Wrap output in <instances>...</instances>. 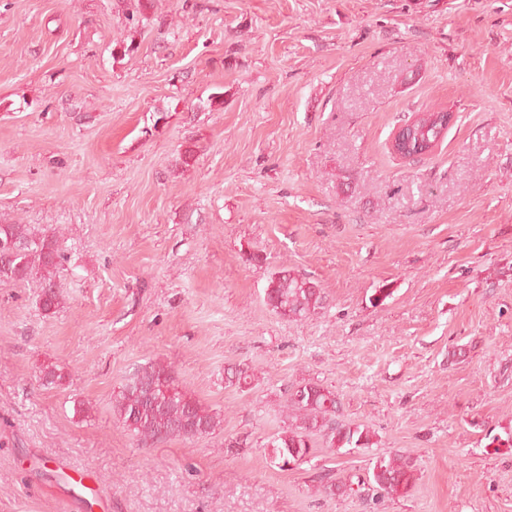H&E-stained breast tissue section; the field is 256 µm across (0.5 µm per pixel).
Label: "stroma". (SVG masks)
<instances>
[{"label":"stroma","mask_w":512,"mask_h":512,"mask_svg":"<svg viewBox=\"0 0 512 512\" xmlns=\"http://www.w3.org/2000/svg\"><path fill=\"white\" fill-rule=\"evenodd\" d=\"M429 110L443 141L397 159ZM1 221L69 261L56 312L0 287V512H512V0H0ZM283 269L305 319L264 301ZM150 360L222 428L138 447L112 392ZM305 382L374 446L270 467ZM389 453L407 495L370 478ZM264 296L272 311L292 320L314 312L322 301L321 290L315 284L285 269L272 274ZM372 481L385 494H407L415 485V467L398 453L381 456L373 466Z\"/></svg>","instance_id":"1"}]
</instances>
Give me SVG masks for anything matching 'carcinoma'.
Instances as JSON below:
<instances>
[{"instance_id":"cac0c4a2","label":"carcinoma","mask_w":512,"mask_h":512,"mask_svg":"<svg viewBox=\"0 0 512 512\" xmlns=\"http://www.w3.org/2000/svg\"><path fill=\"white\" fill-rule=\"evenodd\" d=\"M0 243L16 250L0 253V287L35 278L42 285L40 308L55 312L62 304L56 277L67 257L56 231H36L28 224L1 223ZM265 302L278 316L301 319L320 307L321 290L312 282L283 269L272 274L264 292ZM64 379L54 364L39 371V381L49 386ZM253 382L247 366H235L224 373V384L245 388ZM338 398L334 391L316 384L297 385L284 396L286 424L268 442L267 460L280 470L309 461L313 455L311 436L323 438L326 448L340 453L343 448H370L373 434L358 425L338 419ZM112 414L141 445L153 446L171 438L199 439L221 426V412L204 405L180 383L172 366L159 361L139 365L112 393ZM372 481L381 492L407 494L414 487L415 467L403 455L394 453L376 459ZM319 490L344 495L351 484L328 472L319 479Z\"/></svg>"}]
</instances>
